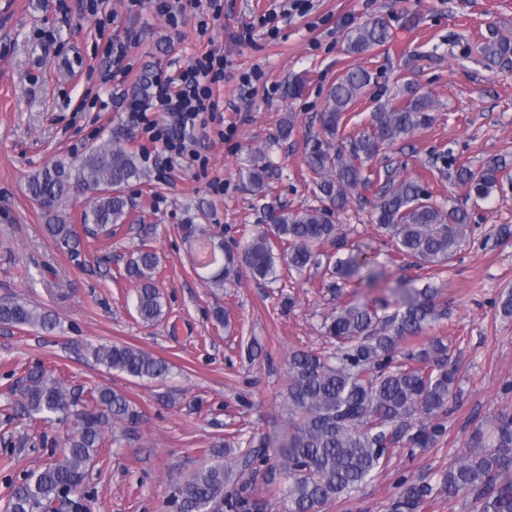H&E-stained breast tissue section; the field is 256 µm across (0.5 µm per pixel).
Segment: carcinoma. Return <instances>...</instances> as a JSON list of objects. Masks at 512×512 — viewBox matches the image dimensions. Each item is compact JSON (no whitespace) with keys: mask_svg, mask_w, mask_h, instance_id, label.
Instances as JSON below:
<instances>
[{"mask_svg":"<svg viewBox=\"0 0 512 512\" xmlns=\"http://www.w3.org/2000/svg\"><path fill=\"white\" fill-rule=\"evenodd\" d=\"M346 51L363 55L393 41L387 20L371 17L347 32ZM485 64L492 67L512 53L507 39L481 43ZM364 68L350 69L328 93L320 115L322 132L306 137L303 163L321 205L288 210L267 203L266 226L246 234L240 252L193 266L208 272L205 280L224 287V275L240 265L255 278L277 273L274 242L288 273L302 275L322 264L328 246L347 256L328 262L335 278L332 287L343 291L358 281L374 283L382 272L370 259L354 252L336 236L334 214L350 198L375 185L371 220L394 241L398 255L415 260L421 269L449 262L473 232L469 214L453 200L437 203L416 178L381 171L373 161L385 150L433 120L434 99L419 94L411 83L403 85L396 102L377 104L369 127L351 137L346 134L347 113L370 83ZM349 143L347 151L333 149L332 140ZM448 177L466 188L469 196L486 200L498 189L504 168L489 159L478 170L452 161ZM241 179L263 198L273 196L270 164L255 157L241 169ZM137 154L113 137L94 147L74 164L64 160L34 175L28 192L48 217L46 232L55 247L79 254L82 237L76 225L56 211L70 195L91 190L92 203L81 214L84 233L112 235V225L124 223L128 201L124 188L140 179ZM140 282L135 310L146 323L163 315L154 251L141 247L126 267ZM398 310L379 314L382 306L349 302L336 307L323 322L324 333L336 339V351L322 355L297 350L288 356V386L284 394L287 426L274 435L246 441L227 461H217L192 473L173 492L180 512H267L270 502L283 512H324L336 501L348 500L388 461L395 445L429 448L447 433L448 404L457 395V371L448 365L447 345L435 339L429 348L413 352L408 344L432 323L444 318L447 307L436 289L399 288ZM56 318L21 299H0V325L52 331ZM97 363L137 379H163L171 371L166 360L129 344H100L91 348ZM28 416H57L72 432L61 458L34 473L12 490L9 512H64L81 503L70 498L84 479L87 467L108 444L112 425L138 422L139 412L110 387H93L82 395L64 386L53 372H28L18 390ZM266 463L264 481L256 486L253 475ZM472 495L479 512H512V413L499 412L490 428L477 426L459 449L455 462L439 484L405 477L391 512H416L437 497Z\"/></svg>","mask_w":512,"mask_h":512,"instance_id":"cac0c4a2","label":"carcinoma"}]
</instances>
